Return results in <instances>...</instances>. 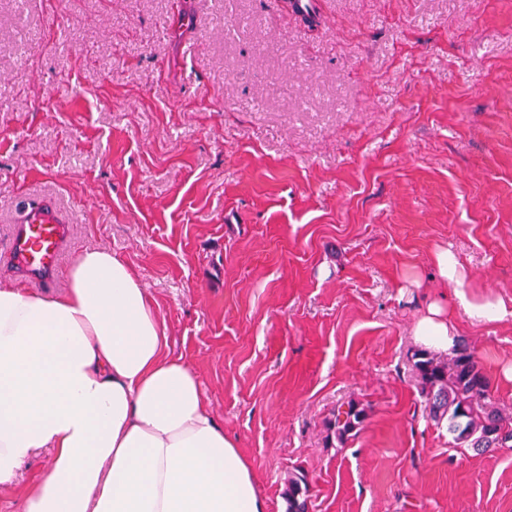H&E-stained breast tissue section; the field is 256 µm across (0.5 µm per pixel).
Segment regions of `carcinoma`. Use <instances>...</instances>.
<instances>
[{
	"label": "carcinoma",
	"mask_w": 512,
	"mask_h": 512,
	"mask_svg": "<svg viewBox=\"0 0 512 512\" xmlns=\"http://www.w3.org/2000/svg\"><path fill=\"white\" fill-rule=\"evenodd\" d=\"M412 361L429 417L447 421L457 444L477 452L512 448V417L495 406L490 380L465 341L456 344L451 357L421 349L414 351ZM367 418L366 407L348 402L333 413L328 430L343 444ZM286 495L288 512H307L305 477L288 478Z\"/></svg>",
	"instance_id": "carcinoma-1"
}]
</instances>
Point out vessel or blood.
I'll return each mask as SVG.
<instances>
[{
  "instance_id": "vessel-or-blood-1",
  "label": "vessel or blood",
  "mask_w": 512,
  "mask_h": 512,
  "mask_svg": "<svg viewBox=\"0 0 512 512\" xmlns=\"http://www.w3.org/2000/svg\"><path fill=\"white\" fill-rule=\"evenodd\" d=\"M67 232L52 210L33 207L15 224L8 249L32 279L47 285L53 280Z\"/></svg>"
}]
</instances>
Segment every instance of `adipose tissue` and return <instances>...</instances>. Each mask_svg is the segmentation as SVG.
<instances>
[{"label": "adipose tissue", "instance_id": "obj_1", "mask_svg": "<svg viewBox=\"0 0 512 512\" xmlns=\"http://www.w3.org/2000/svg\"><path fill=\"white\" fill-rule=\"evenodd\" d=\"M414 334L456 345L437 302ZM167 345L147 289L109 249L84 250L53 296L0 283V487L48 448L26 512H266L196 372Z\"/></svg>", "mask_w": 512, "mask_h": 512}]
</instances>
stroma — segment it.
Returning <instances> with one entry per match:
<instances>
[{
    "mask_svg": "<svg viewBox=\"0 0 512 512\" xmlns=\"http://www.w3.org/2000/svg\"><path fill=\"white\" fill-rule=\"evenodd\" d=\"M318 2L0 0V247L41 203L69 225L50 293L85 249L124 258L268 512L299 473L309 512H512V449L457 446L410 359L442 301L512 414V318L430 266L512 307V0ZM433 267L436 269L439 276L448 285L449 282L461 284L465 277L464 268L459 261L448 252V250H439L434 254L432 260ZM455 298L466 311L489 321H501L512 315V311L503 300L475 303L469 301L462 291H456ZM367 418L366 407L356 402H347L333 413V418L328 423V430L338 443L344 444L354 432L361 428Z\"/></svg>",
    "mask_w": 512,
    "mask_h": 512,
    "instance_id": "1",
    "label": "stroma"
}]
</instances>
